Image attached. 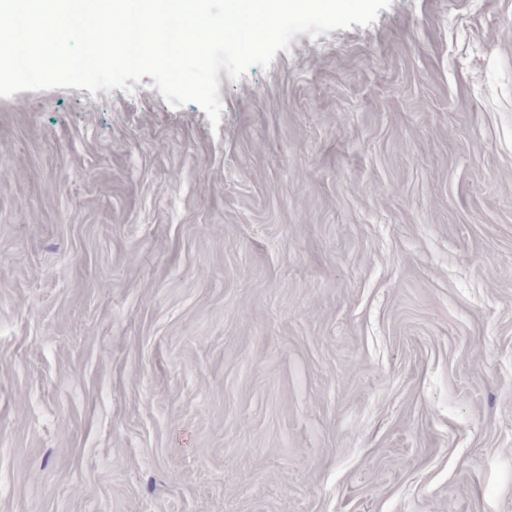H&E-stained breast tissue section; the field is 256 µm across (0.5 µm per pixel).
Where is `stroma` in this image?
Instances as JSON below:
<instances>
[{"mask_svg": "<svg viewBox=\"0 0 512 512\" xmlns=\"http://www.w3.org/2000/svg\"><path fill=\"white\" fill-rule=\"evenodd\" d=\"M219 82L0 97V512H512V0Z\"/></svg>", "mask_w": 512, "mask_h": 512, "instance_id": "1", "label": "stroma"}]
</instances>
